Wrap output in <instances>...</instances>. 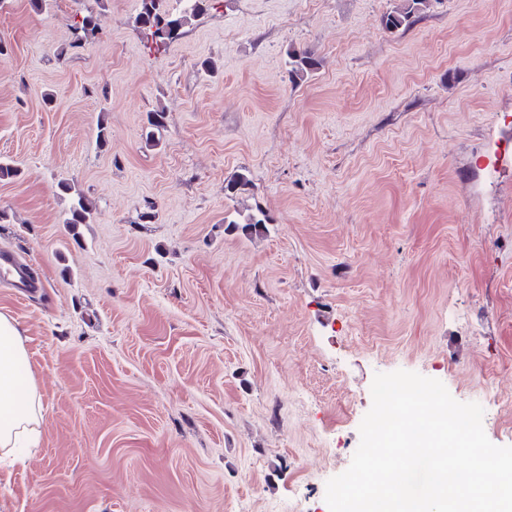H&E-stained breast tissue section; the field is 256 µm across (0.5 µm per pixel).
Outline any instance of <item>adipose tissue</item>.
Here are the masks:
<instances>
[{
	"label": "adipose tissue",
	"instance_id": "1",
	"mask_svg": "<svg viewBox=\"0 0 512 512\" xmlns=\"http://www.w3.org/2000/svg\"><path fill=\"white\" fill-rule=\"evenodd\" d=\"M41 418L24 332L10 314L0 312V453L35 438Z\"/></svg>",
	"mask_w": 512,
	"mask_h": 512
}]
</instances>
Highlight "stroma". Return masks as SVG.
<instances>
[{"label": "stroma", "instance_id": "obj_1", "mask_svg": "<svg viewBox=\"0 0 512 512\" xmlns=\"http://www.w3.org/2000/svg\"><path fill=\"white\" fill-rule=\"evenodd\" d=\"M401 4L216 0L152 53L137 0H0V251L39 284L0 311L42 403L0 512H329L396 370L512 446V0ZM400 7L383 15L381 24L391 33L406 31L417 21L418 14L427 8L429 0H403ZM288 73L294 83L304 80L319 69V58L308 49L288 48L286 51Z\"/></svg>", "mask_w": 512, "mask_h": 512}]
</instances>
